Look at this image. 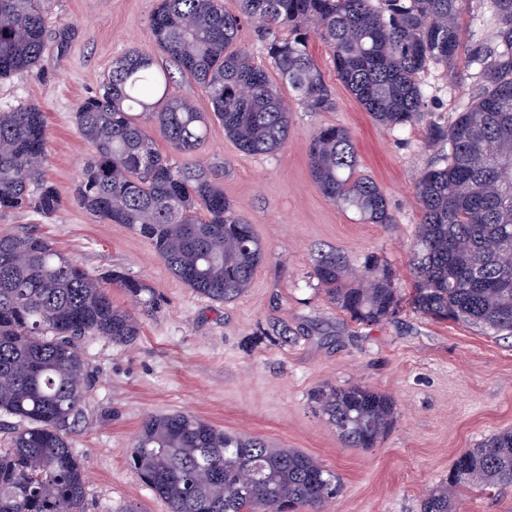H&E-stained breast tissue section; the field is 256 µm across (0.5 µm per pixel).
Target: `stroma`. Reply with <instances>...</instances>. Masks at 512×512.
Wrapping results in <instances>:
<instances>
[{"label":"stroma","instance_id":"obj_1","mask_svg":"<svg viewBox=\"0 0 512 512\" xmlns=\"http://www.w3.org/2000/svg\"><path fill=\"white\" fill-rule=\"evenodd\" d=\"M156 4L43 0L49 33L69 30L67 44L53 39L36 68L0 79V109L35 104L43 110V168L61 197L49 217L30 209L0 216V232L36 230L100 276L119 307L130 310L134 303L113 285L116 273L160 296L158 309L142 316L134 342L117 345L100 336L82 341L93 382L86 421L70 442L89 475L86 512H166L129 466L128 453L146 416L174 411L318 459L342 484L321 512H420L459 454L512 430V336H487L408 307L387 321H354L331 303L312 264L319 252L336 251L358 270L366 255L376 254L391 265L397 287L410 290V245L421 218L414 179L439 150L429 124L463 109L472 70L432 66L424 78L427 119L393 130L371 119L339 80L330 51L314 38L310 51L336 105L307 111L281 86L291 127L278 152L244 154L216 121L189 156L173 153L163 137H155L159 152L177 163L215 166L225 196L267 249L251 288L219 304L187 288L127 225L105 223L74 201L79 170L92 149L73 113L98 91L114 58L130 49L156 55L148 29ZM327 125L351 131L359 169L383 190L393 223L357 221L318 190L308 146ZM351 385L395 401L394 422L375 447H347L320 410L319 393Z\"/></svg>","mask_w":512,"mask_h":512}]
</instances>
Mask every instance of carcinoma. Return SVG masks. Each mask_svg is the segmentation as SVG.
I'll list each match as a JSON object with an SVG mask.
<instances>
[{
    "instance_id": "cac0c4a2",
    "label": "carcinoma",
    "mask_w": 512,
    "mask_h": 512,
    "mask_svg": "<svg viewBox=\"0 0 512 512\" xmlns=\"http://www.w3.org/2000/svg\"><path fill=\"white\" fill-rule=\"evenodd\" d=\"M466 0H158L149 29L158 51L204 86L212 112L170 92L173 73L129 50L112 62L99 91L73 115L93 149L75 198L108 224L148 240L171 272L215 303L244 294L265 260L253 226L236 213L206 165H178L154 147L150 121L171 149L188 154L212 120L245 154H269L288 138L291 109L277 82L309 112L335 106L309 49L314 34L332 52L340 81L371 118L392 129L418 121L422 82L433 64L461 59L476 82L461 112L430 133L440 158L416 178L421 208L411 254L412 308L437 321L512 335V0H482L491 35L464 44ZM249 21L268 65L237 48ZM288 29V35L279 30ZM42 0H0V79L36 67L46 48ZM277 78H272L270 72ZM48 130L36 105L0 110V215L33 206L49 217L61 206L44 180ZM319 191L369 224H391L380 186L358 170L349 129L324 126L308 149ZM352 275L334 251L314 259L313 276L330 301L362 323L395 316L403 297L386 260L368 255ZM112 282L141 311L159 298L140 281ZM140 335L135 313L112 304L99 278L44 236L0 233V512H84L86 473L70 435L85 419L92 384L80 341L128 344ZM322 414L349 448H372L389 428L394 401L362 386L319 395ZM129 465L167 512H319L340 491L336 473L315 458L256 436L224 432L186 412L146 417ZM512 486V431L460 454L448 481L421 512H459L460 492Z\"/></svg>"
}]
</instances>
